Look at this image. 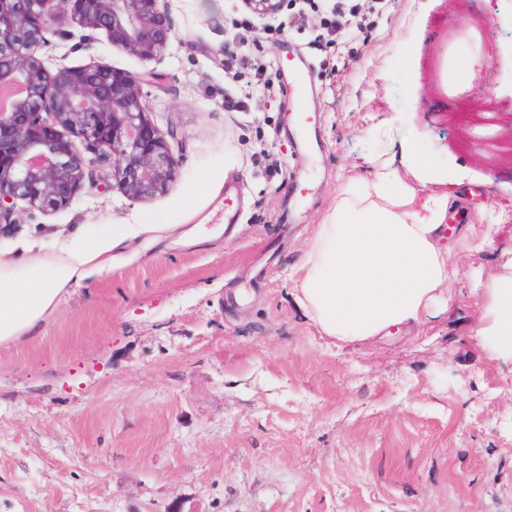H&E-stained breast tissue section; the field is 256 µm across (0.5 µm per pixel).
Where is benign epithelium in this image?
<instances>
[{"mask_svg":"<svg viewBox=\"0 0 512 512\" xmlns=\"http://www.w3.org/2000/svg\"><path fill=\"white\" fill-rule=\"evenodd\" d=\"M160 2L0 0V84L22 87L0 109V224L13 223L22 203L41 213L67 207L86 182H112L132 200L168 189L177 160L148 119L143 79L107 64L58 65L54 54L101 34L115 48L161 62L177 36ZM242 2L261 18L278 17L288 4ZM50 22L59 24L52 45Z\"/></svg>","mask_w":512,"mask_h":512,"instance_id":"obj_1","label":"benign epithelium"}]
</instances>
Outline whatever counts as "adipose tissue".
<instances>
[{"label":"adipose tissue","instance_id":"adipose-tissue-1","mask_svg":"<svg viewBox=\"0 0 512 512\" xmlns=\"http://www.w3.org/2000/svg\"><path fill=\"white\" fill-rule=\"evenodd\" d=\"M412 181L378 172L344 184L336 203L293 268L295 297L320 332L337 342L362 343L409 327L427 316L450 279L449 248L442 232L460 173L442 170L404 146ZM435 185L424 201L416 185ZM170 224H129L117 230L93 224L56 252L40 243L21 244L15 258H0V345L36 329L53 313L68 288L112 265L139 258L142 247L173 233ZM487 306L479 335L495 353L512 360V270L485 284Z\"/></svg>","mask_w":512,"mask_h":512}]
</instances>
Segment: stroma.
<instances>
[{
	"label": "stroma",
	"instance_id": "1",
	"mask_svg": "<svg viewBox=\"0 0 512 512\" xmlns=\"http://www.w3.org/2000/svg\"><path fill=\"white\" fill-rule=\"evenodd\" d=\"M332 2L263 20L242 0H168L171 58L102 38L66 58L144 78L177 175L145 200L86 185L67 208L17 212L0 254L31 237L53 251L88 224L176 230L0 346V512H512V364L477 332L483 286L512 261V0H358L361 24L335 34ZM289 50L311 70L306 152ZM471 54L486 61L474 78L458 69ZM408 139L465 172L474 239L501 230L452 248L456 275L423 323L333 345L290 273L348 180L384 162L409 179Z\"/></svg>",
	"mask_w": 512,
	"mask_h": 512
}]
</instances>
